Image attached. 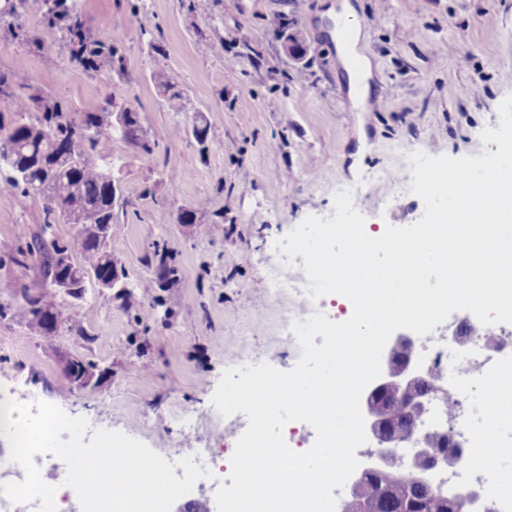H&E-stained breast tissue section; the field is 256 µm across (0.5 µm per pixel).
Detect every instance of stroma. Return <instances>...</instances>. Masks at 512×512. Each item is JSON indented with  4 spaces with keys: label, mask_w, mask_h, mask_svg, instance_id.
<instances>
[{
    "label": "stroma",
    "mask_w": 512,
    "mask_h": 512,
    "mask_svg": "<svg viewBox=\"0 0 512 512\" xmlns=\"http://www.w3.org/2000/svg\"><path fill=\"white\" fill-rule=\"evenodd\" d=\"M362 19L358 54L372 64L379 109L355 108L339 55L321 39L324 0H75L97 38L121 47L123 72L88 71L61 49L59 29L43 21V0H27L14 38L0 28V74L8 96L48 92L73 111L113 99L136 109L155 148L145 154L120 132L100 136L95 161L112 173V251L125 267L131 309L90 288L71 307L86 336L60 329L45 340L0 318V393H39L69 415L102 420L151 445L197 448L220 440L211 398L237 352L284 353L275 336L291 300L265 292L270 246L308 216L327 217L337 186L361 185L357 209L369 224L405 227L424 213L420 197L396 190L407 154L478 156L481 132L498 128L512 95V0H350ZM288 20L307 49L293 59L279 34ZM467 51L457 66L447 46ZM171 74L182 97L169 100L153 80ZM202 114L206 144L172 138ZM379 182H371L373 174ZM192 211L194 223L180 216ZM43 202L0 194V303L20 300L34 272L10 262L36 234ZM167 274L158 272V253ZM106 368L100 385L64 389L58 358ZM198 409V433L169 417Z\"/></svg>",
    "instance_id": "1"
}]
</instances>
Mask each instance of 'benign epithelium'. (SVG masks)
I'll use <instances>...</instances> for the list:
<instances>
[{"mask_svg": "<svg viewBox=\"0 0 512 512\" xmlns=\"http://www.w3.org/2000/svg\"><path fill=\"white\" fill-rule=\"evenodd\" d=\"M414 338L400 333L390 338L383 353L381 375L370 383L363 397V412L369 430L384 445L378 452V470L384 472L397 464L386 449L395 446L404 438H413L419 445L407 464V468L424 472L439 466H451L465 453L454 440L436 447L438 432L423 428L427 413L429 393L419 389L423 376L418 372ZM400 402L398 415L402 426L392 427L390 406Z\"/></svg>", "mask_w": 512, "mask_h": 512, "instance_id": "benign-epithelium-1", "label": "benign epithelium"}]
</instances>
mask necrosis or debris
Instances as JSON below:
<instances>
[{
	"instance_id": "4bbe7bcc",
	"label": "necrosis or debris",
	"mask_w": 512,
	"mask_h": 512,
	"mask_svg": "<svg viewBox=\"0 0 512 512\" xmlns=\"http://www.w3.org/2000/svg\"><path fill=\"white\" fill-rule=\"evenodd\" d=\"M303 263L300 256L290 264L283 257H275L265 280L270 301L287 297L296 303L276 325L279 341L287 346L295 362L299 361L301 350L291 331L294 321L320 311L331 320L342 322L353 312L351 302L337 294L311 301L305 292L308 279ZM416 341L422 370L439 375L456 403V411L450 416L441 402H434L428 420L450 428L466 449L452 468L429 472L428 480L447 496H470L471 512H512V490L504 485L505 479L512 478V324L488 327L472 313L455 312L432 333L417 336ZM494 382L505 386L506 407H493L486 398L488 387ZM212 419L224 426L231 440L196 449L194 462L211 472L210 477L197 482V489L214 492L229 478L235 441L246 431L248 420L241 413L225 417L217 412ZM490 443L496 448L495 454L476 457V449Z\"/></svg>"
}]
</instances>
